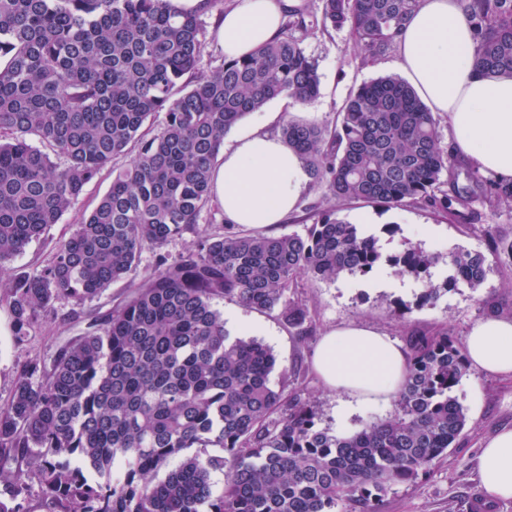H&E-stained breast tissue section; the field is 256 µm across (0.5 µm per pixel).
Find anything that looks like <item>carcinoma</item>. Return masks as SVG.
<instances>
[{"mask_svg": "<svg viewBox=\"0 0 512 512\" xmlns=\"http://www.w3.org/2000/svg\"><path fill=\"white\" fill-rule=\"evenodd\" d=\"M461 2L481 71L512 78V0ZM419 4L318 0V9L374 58ZM215 9L224 0H203L194 13L172 0H0V272L104 169L112 173L49 263L11 278L15 340L27 341L62 299L73 302L63 320L79 318L83 301L156 251L129 298L50 357L19 365L0 407V512H30L35 498L47 512H383L393 487L429 473L466 425L454 389L468 364L446 325L408 334L395 415L346 436L321 426L317 402L295 387L300 369L274 386L270 347L226 330L217 297L311 335L307 304L288 296L305 277L386 266L421 283L422 303L440 288L428 274L436 258L416 249L385 257L373 233L330 214L304 234L201 227L224 135L275 98L305 105L320 92L298 36L302 16L251 58L200 71V16ZM437 128L392 74L351 91L333 127L289 120L281 133L339 202L426 206L469 225L477 203L512 210V181L452 158ZM131 152L126 166H112ZM477 230L508 254L502 272L511 271L512 240L497 224ZM176 236L190 240L171 260L159 249ZM448 270L446 287L473 290L488 273L482 252L456 247ZM483 312L512 317V303L487 300ZM218 471L224 491L215 496Z\"/></svg>", "mask_w": 512, "mask_h": 512, "instance_id": "obj_1", "label": "carcinoma"}]
</instances>
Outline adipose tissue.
<instances>
[{
    "label": "adipose tissue",
    "mask_w": 512,
    "mask_h": 512,
    "mask_svg": "<svg viewBox=\"0 0 512 512\" xmlns=\"http://www.w3.org/2000/svg\"><path fill=\"white\" fill-rule=\"evenodd\" d=\"M285 2L232 0L219 31L225 59L250 56L271 42ZM397 44L401 70L428 108L447 120L455 149L480 171L512 179V78L480 73L460 0H423ZM311 180L300 154L259 125L242 128L211 173L225 221L256 227L281 223L297 209ZM463 347L477 373L512 378V318L478 320ZM313 369L328 391L341 396L337 416L343 422L356 408L399 393L406 353L390 336L350 324L322 336ZM477 468L490 499H512V427L500 428L486 442Z\"/></svg>",
    "instance_id": "ef3b65f1"
}]
</instances>
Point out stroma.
<instances>
[{
  "mask_svg": "<svg viewBox=\"0 0 512 512\" xmlns=\"http://www.w3.org/2000/svg\"><path fill=\"white\" fill-rule=\"evenodd\" d=\"M302 11L312 18L302 46L317 62L321 81L319 97L304 108L311 112L314 123L330 127L335 124L350 91L379 77L399 73V48L394 45L373 60H363L348 31L323 29L317 0H303ZM304 108L285 96L269 102L267 110L277 115L273 130H281L288 119ZM111 181V175L105 172L89 184L78 205L14 259L13 273L32 274L46 266L55 244L70 236L81 215L92 211ZM330 209L335 210L337 218L350 223L357 215H371L374 219L371 230L378 237L383 252L394 253L412 245L438 256L435 282H442L448 272L446 262L452 247L485 252L489 267L481 288L473 290L462 286L443 293L435 304L420 308L414 305L419 289L412 286L410 277H394L386 269L381 275L392 278L394 285L390 288L375 287L373 278L358 275H346L333 282L303 279L300 292L316 324L315 335L303 341L276 315L247 309L228 299H215L214 306L223 314L231 334L244 333L263 341L273 350L278 368H302L308 392L319 400L323 426L346 435L393 416L397 405L373 403L356 411L346 423H338L339 398L323 388L312 370L311 353L318 334L333 327L359 323L402 344L411 330H431L445 324L461 340L470 327L482 319L485 298L512 301V281L499 272L501 255L487 251L482 238L475 236L469 227L454 222L448 214L422 206L388 208L362 202L340 203L328 197L324 187L314 182L310 183L298 213L285 223L270 227L269 232L273 235L304 232L315 215ZM153 264V251H144L136 269L125 279L112 283L101 295L83 303L81 319L62 321L61 316L70 305L57 303L55 311L42 317L31 339L22 344L14 339L7 289L0 286V405L10 398L20 362L46 356L57 344L81 335L85 317L106 313L124 300L131 294L133 284L149 275ZM406 303L412 305L411 313H403L402 306ZM454 393L467 412L463 432L446 455L435 462L426 478L394 488L385 502L384 512H472L471 502L487 501L478 478L477 456L486 438L500 427L512 426V379L471 371Z\"/></svg>",
  "mask_w": 512,
  "mask_h": 512,
  "instance_id": "1",
  "label": "stroma"
}]
</instances>
